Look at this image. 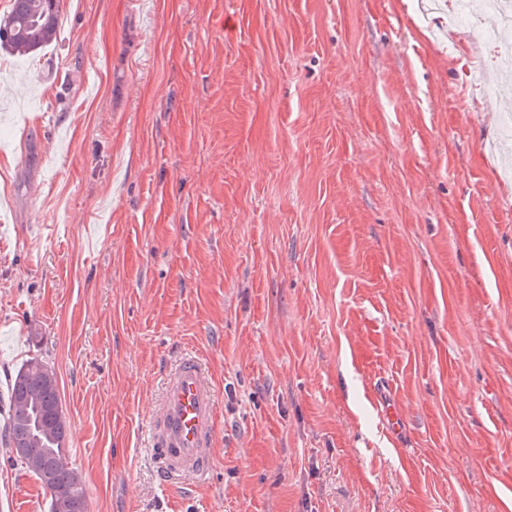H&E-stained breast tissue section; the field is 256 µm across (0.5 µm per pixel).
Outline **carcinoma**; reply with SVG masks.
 I'll list each match as a JSON object with an SVG mask.
<instances>
[{
	"mask_svg": "<svg viewBox=\"0 0 512 512\" xmlns=\"http://www.w3.org/2000/svg\"><path fill=\"white\" fill-rule=\"evenodd\" d=\"M60 0H9L0 15V48L12 55L34 54L57 41ZM6 419L0 441L49 492V512H88L82 475L66 462L68 423L55 370L30 358L9 378L0 398Z\"/></svg>",
	"mask_w": 512,
	"mask_h": 512,
	"instance_id": "carcinoma-1",
	"label": "carcinoma"
}]
</instances>
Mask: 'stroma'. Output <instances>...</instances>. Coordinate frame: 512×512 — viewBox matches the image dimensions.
Wrapping results in <instances>:
<instances>
[{
  "label": "stroma",
  "mask_w": 512,
  "mask_h": 512,
  "mask_svg": "<svg viewBox=\"0 0 512 512\" xmlns=\"http://www.w3.org/2000/svg\"><path fill=\"white\" fill-rule=\"evenodd\" d=\"M499 51L462 0H63L0 52V384L56 370L88 512H512ZM184 350L215 465L167 485ZM218 417L215 392L200 360L185 355L164 379L149 430V448L164 483L193 478L214 464Z\"/></svg>",
  "instance_id": "1"
}]
</instances>
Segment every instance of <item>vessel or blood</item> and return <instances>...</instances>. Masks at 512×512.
Instances as JSON below:
<instances>
[{
  "mask_svg": "<svg viewBox=\"0 0 512 512\" xmlns=\"http://www.w3.org/2000/svg\"><path fill=\"white\" fill-rule=\"evenodd\" d=\"M218 428L216 395L203 366L197 357L184 356L164 379L149 430L151 456L162 481L174 483L208 472Z\"/></svg>",
  "mask_w": 512,
  "mask_h": 512,
  "instance_id": "b4317fda",
  "label": "vessel or blood"
}]
</instances>
